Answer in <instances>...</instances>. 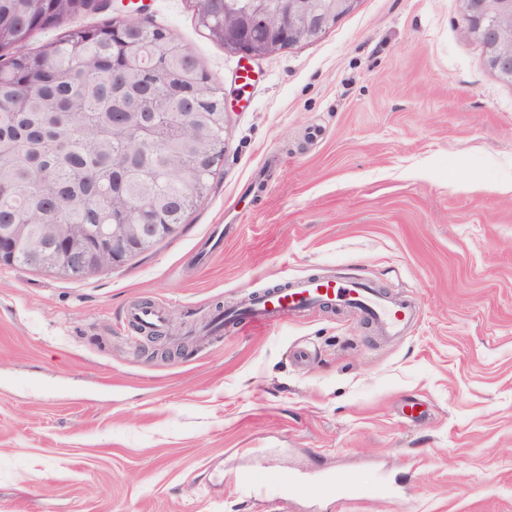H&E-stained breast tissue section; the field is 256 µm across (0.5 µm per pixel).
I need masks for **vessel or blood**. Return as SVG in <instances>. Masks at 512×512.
Returning a JSON list of instances; mask_svg holds the SVG:
<instances>
[{
    "label": "vessel or blood",
    "instance_id": "b4317fda",
    "mask_svg": "<svg viewBox=\"0 0 512 512\" xmlns=\"http://www.w3.org/2000/svg\"><path fill=\"white\" fill-rule=\"evenodd\" d=\"M327 304L357 312L387 337L405 334L419 314L415 298L387 293L366 278L313 276L272 293L250 297L244 305L214 317L211 330L219 334L231 326L245 332L281 322L292 312ZM128 320L145 335L161 332L165 325L163 311L154 304L135 305ZM288 484L294 493L319 494L338 500L355 495L359 486L356 479L340 473L327 475L318 486L301 478L289 479Z\"/></svg>",
    "mask_w": 512,
    "mask_h": 512
}]
</instances>
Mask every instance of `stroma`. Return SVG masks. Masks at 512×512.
Here are the masks:
<instances>
[{"label":"stroma","mask_w":512,"mask_h":512,"mask_svg":"<svg viewBox=\"0 0 512 512\" xmlns=\"http://www.w3.org/2000/svg\"><path fill=\"white\" fill-rule=\"evenodd\" d=\"M143 5L224 89V160L182 230L125 264L0 267V512H512V83L461 0H359L255 60L193 0ZM347 272L415 297L410 331L319 307L201 333L217 306ZM142 300L182 353L128 323ZM337 471L396 491L314 505L242 487Z\"/></svg>","instance_id":"1"}]
</instances>
